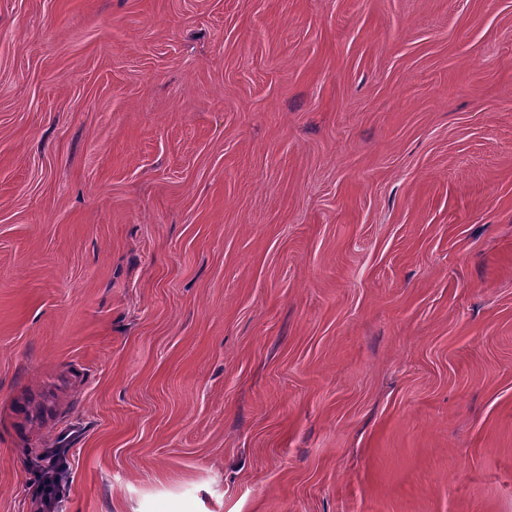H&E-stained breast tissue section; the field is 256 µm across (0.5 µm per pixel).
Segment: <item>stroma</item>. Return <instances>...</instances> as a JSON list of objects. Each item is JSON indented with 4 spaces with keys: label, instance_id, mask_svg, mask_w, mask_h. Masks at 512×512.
Returning <instances> with one entry per match:
<instances>
[{
    "label": "stroma",
    "instance_id": "obj_1",
    "mask_svg": "<svg viewBox=\"0 0 512 512\" xmlns=\"http://www.w3.org/2000/svg\"><path fill=\"white\" fill-rule=\"evenodd\" d=\"M57 448L59 512H512V0H0V512Z\"/></svg>",
    "mask_w": 512,
    "mask_h": 512
}]
</instances>
